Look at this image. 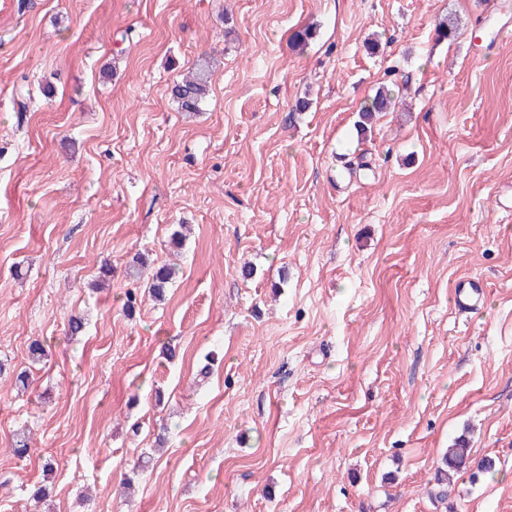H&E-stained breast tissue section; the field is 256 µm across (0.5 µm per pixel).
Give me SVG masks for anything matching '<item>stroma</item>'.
<instances>
[{
    "instance_id": "1",
    "label": "stroma",
    "mask_w": 512,
    "mask_h": 512,
    "mask_svg": "<svg viewBox=\"0 0 512 512\" xmlns=\"http://www.w3.org/2000/svg\"><path fill=\"white\" fill-rule=\"evenodd\" d=\"M511 195L512 0H0V512H512ZM212 64L210 59L201 57L194 69L180 82L174 84L171 96L181 112H197L208 92ZM391 103V90L382 87L378 89L370 104L362 108L360 121L358 124L360 133H365L368 124L373 120L376 114L386 112ZM176 274V268L167 265H159L155 267L151 273L149 280V290L155 297L162 298L165 296L169 284L172 283ZM455 288V305L459 310H470L477 305L479 291L482 288L478 283L470 280L461 281ZM475 462L472 448H469L465 441H458L452 448H448V452L443 456V466L438 470L435 498H447L452 491L453 475L471 468Z\"/></svg>"
}]
</instances>
